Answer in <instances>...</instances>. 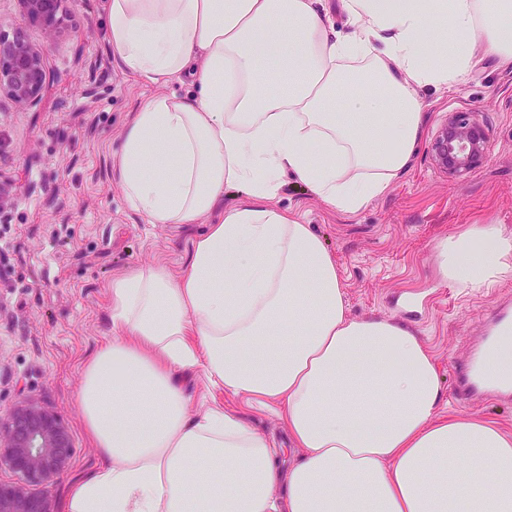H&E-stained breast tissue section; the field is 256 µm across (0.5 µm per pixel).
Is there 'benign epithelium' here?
<instances>
[{
    "mask_svg": "<svg viewBox=\"0 0 512 512\" xmlns=\"http://www.w3.org/2000/svg\"><path fill=\"white\" fill-rule=\"evenodd\" d=\"M62 0H20L21 22L0 28V98L19 107L37 105L50 84L46 55L57 33ZM36 25L46 42L36 44L27 26ZM490 153L488 128L469 112H450L436 130L429 155L453 179L478 169ZM74 444L56 412L25 395L0 415V468L15 474L0 483V512H54L51 489L71 467Z\"/></svg>",
    "mask_w": 512,
    "mask_h": 512,
    "instance_id": "benign-epithelium-1",
    "label": "benign epithelium"
}]
</instances>
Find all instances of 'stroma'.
<instances>
[{"label": "stroma", "mask_w": 512, "mask_h": 512, "mask_svg": "<svg viewBox=\"0 0 512 512\" xmlns=\"http://www.w3.org/2000/svg\"><path fill=\"white\" fill-rule=\"evenodd\" d=\"M59 28L46 62L43 99L21 110L0 99V413L31 395L51 406L71 434L72 466L52 488L61 503L70 484L92 471L100 450L78 408L82 365L111 338L108 285L135 268L188 264L206 224H148L125 202L112 174L122 132L155 86L125 72L108 50L105 0H62ZM422 138L384 195L354 214L333 211L297 180L282 176L274 200L295 213L336 256L354 317L404 322L430 346L444 410L512 431V400L459 398L453 369L487 330L489 313L512 304V278L472 291L449 283L439 246L471 224L512 231V67L478 51L453 90H422ZM469 112L491 131L485 165L451 179L428 148L446 114ZM191 409L217 404L272 438L281 460L292 452L278 414L207 387L182 382Z\"/></svg>", "instance_id": "35a3bbf8"}]
</instances>
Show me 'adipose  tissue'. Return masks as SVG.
<instances>
[{
    "mask_svg": "<svg viewBox=\"0 0 512 512\" xmlns=\"http://www.w3.org/2000/svg\"><path fill=\"white\" fill-rule=\"evenodd\" d=\"M108 0L113 56L158 92L124 129L114 169L149 224L207 232L189 266L112 280V337L85 363L78 403L101 453L64 512H512V434L440 412L425 343L392 318L348 313L336 259L273 204L281 173L355 213L382 196L421 136L420 88L453 89L476 48L512 61V0ZM380 83L345 99V66ZM267 91H259V83ZM244 200L220 211L225 188ZM441 268L461 287L512 278V233L471 224ZM276 406L297 454L222 406L188 417L179 379ZM216 465L214 481L195 467ZM323 10L329 14L336 29V34L347 35L351 31L348 16L342 8L341 0H322Z\"/></svg>",
    "mask_w": 512,
    "mask_h": 512,
    "instance_id": "obj_1",
    "label": "adipose tissue"
}]
</instances>
